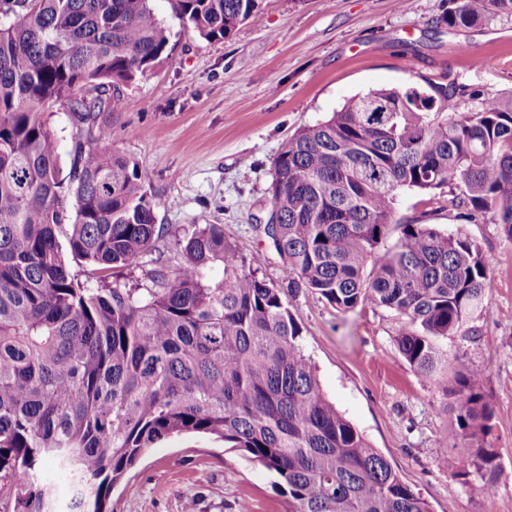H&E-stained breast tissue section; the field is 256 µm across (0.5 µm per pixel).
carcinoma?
Segmentation results:
<instances>
[{
    "mask_svg": "<svg viewBox=\"0 0 512 512\" xmlns=\"http://www.w3.org/2000/svg\"><path fill=\"white\" fill-rule=\"evenodd\" d=\"M153 0H0V481L14 512H56L39 481L49 463L80 486L76 512H110L112 486L158 442L210 435L277 477L290 512H431L429 502L322 394L286 295L340 311L369 302L404 320L398 347L421 377L453 371L466 471L493 469L481 373L449 368L436 346L488 302L490 259L468 235L395 219L398 191L448 189L466 224L512 238V100L457 76L371 90L298 129L274 160L263 233L288 266V290L256 276L222 224L155 243L147 178L112 150L102 113L118 85L145 75L171 31ZM444 22L469 27L512 0H453ZM175 16L223 41L258 0H174ZM67 105L69 169L45 120ZM402 228L375 275L368 259ZM65 236L61 245L59 236ZM155 254L152 287L112 271ZM94 266L95 283L66 255ZM220 267L218 281L205 271Z\"/></svg>",
    "mask_w": 512,
    "mask_h": 512,
    "instance_id": "1",
    "label": "carcinoma"
}]
</instances>
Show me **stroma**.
<instances>
[{
  "instance_id": "35a3bbf8",
  "label": "stroma",
  "mask_w": 512,
  "mask_h": 512,
  "mask_svg": "<svg viewBox=\"0 0 512 512\" xmlns=\"http://www.w3.org/2000/svg\"><path fill=\"white\" fill-rule=\"evenodd\" d=\"M452 0H262L226 40L181 28L171 0H154L172 29L160 61L119 87L122 106L103 115L112 148L148 173L145 191L169 229L156 247L171 262L172 238L194 224H220L259 278L288 285L286 266L260 228L281 142L327 120L350 98L404 89L453 73L494 97H512V15L488 14L451 29ZM426 214L443 232L463 230L492 259L486 308L465 334L440 340L449 360L482 370L493 411L494 490L476 494L466 450L452 432L451 386L422 379L402 357L403 321L370 303L342 312L303 290L288 298L320 387L344 416L419 490L433 512H512V239L495 224H461L438 200L400 192L397 216ZM288 512L272 475L239 449L181 435L147 449L115 485L111 512Z\"/></svg>"
}]
</instances>
